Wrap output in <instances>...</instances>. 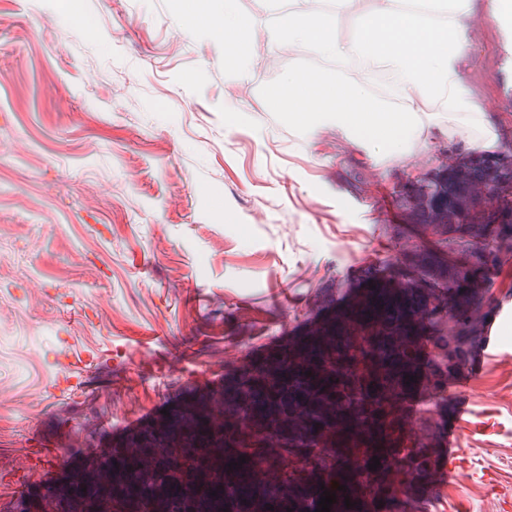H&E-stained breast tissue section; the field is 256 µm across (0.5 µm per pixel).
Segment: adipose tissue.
<instances>
[{"mask_svg":"<svg viewBox=\"0 0 512 512\" xmlns=\"http://www.w3.org/2000/svg\"><path fill=\"white\" fill-rule=\"evenodd\" d=\"M307 4L298 0L288 22L268 28V65L287 55L310 54L352 66L354 72L335 80L316 70L292 71L272 91L309 140L331 129L341 144L368 149L375 158L409 155L433 124L418 110L420 102L431 100L448 123L449 137H463L475 151L498 150L495 128L460 75L470 52L464 22L473 0H373L368 15L360 11L359 0H331L330 11L318 13ZM345 15L357 23L356 41L338 31ZM215 34L228 60L253 41V28L235 14L233 0H224Z\"/></svg>","mask_w":512,"mask_h":512,"instance_id":"obj_1","label":"adipose tissue"}]
</instances>
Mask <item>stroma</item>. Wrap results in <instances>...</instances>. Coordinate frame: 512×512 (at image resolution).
<instances>
[{"instance_id":"35a3bbf8","label":"stroma","mask_w":512,"mask_h":512,"mask_svg":"<svg viewBox=\"0 0 512 512\" xmlns=\"http://www.w3.org/2000/svg\"><path fill=\"white\" fill-rule=\"evenodd\" d=\"M0 0V457L17 466L51 443L70 449L71 483L114 493L100 459L138 442L158 450L166 412L224 414V379L355 320L367 287L404 288L414 335L453 299L479 302L465 355L401 403L427 479L409 512H512V271L479 244H512V56L477 0L465 22L464 87L500 150L427 135L378 161L325 131L308 142L266 97L310 55L250 63V91L224 110V46L205 17L219 0ZM478 204L452 206L456 179ZM464 266L456 297L440 272ZM496 321V344L484 324ZM472 378L460 485H433L455 420L449 387ZM292 447L319 458L328 432L299 407L275 415Z\"/></svg>"}]
</instances>
